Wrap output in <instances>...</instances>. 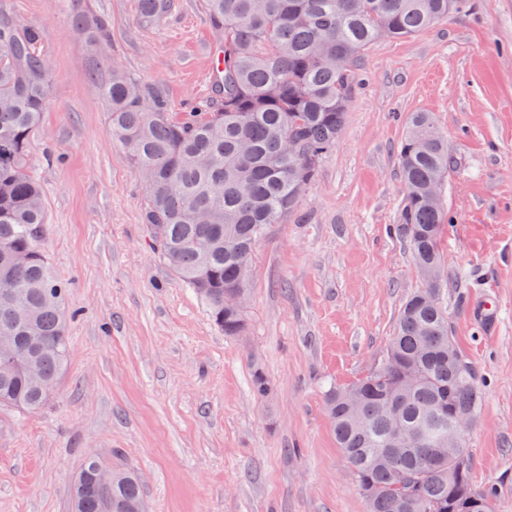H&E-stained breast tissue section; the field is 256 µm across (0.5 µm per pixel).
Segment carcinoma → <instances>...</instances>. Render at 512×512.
Here are the masks:
<instances>
[{
  "instance_id": "carcinoma-1",
  "label": "carcinoma",
  "mask_w": 512,
  "mask_h": 512,
  "mask_svg": "<svg viewBox=\"0 0 512 512\" xmlns=\"http://www.w3.org/2000/svg\"><path fill=\"white\" fill-rule=\"evenodd\" d=\"M155 19L170 0H139ZM221 34L222 66L213 96L196 112H170L157 86L108 64L101 81L112 138L138 170H147L145 218L175 275L208 307L224 336L245 332L244 313L224 306V293L249 291V266L259 237L297 208L299 184L314 181L344 130L357 71L381 38H403L448 18L461 0H206ZM96 45L104 18L81 16ZM41 31L0 20V406L35 413L52 395L68 356V284L41 248L42 186L28 160L49 99L51 77L36 47ZM292 138L297 152L283 149ZM403 206L394 233L415 262L435 263L445 203L425 192L446 178L448 143L428 112L412 114L399 148ZM446 278L425 279L402 306L378 368L324 394L336 442L354 471L367 512H492L493 488L476 487L470 469L438 461L434 443L457 415L479 418L484 378L459 347L439 295ZM438 295L432 304L423 301ZM254 395L271 383L256 365ZM415 440L406 447L395 432ZM107 467L110 484L95 480ZM74 512H141L139 473L96 455L85 457L72 487Z\"/></svg>"
}]
</instances>
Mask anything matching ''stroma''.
<instances>
[{"label":"stroma","mask_w":512,"mask_h":512,"mask_svg":"<svg viewBox=\"0 0 512 512\" xmlns=\"http://www.w3.org/2000/svg\"><path fill=\"white\" fill-rule=\"evenodd\" d=\"M103 15L92 46L72 17ZM39 27L52 80L30 163L44 191L41 241L70 285L67 367L50 403L0 407V512H71L85 455L136 469L149 512H366L323 405L379 361L420 286L392 230L403 198L398 148L414 112L448 142L440 240L443 302L487 384L470 435L476 484L512 512V0H466L424 31L381 39L336 147L287 223L259 238L244 336L224 337L159 255L145 183L109 135L96 59L160 85L169 111L209 96L220 40L205 0H172L159 19L138 0H0V18ZM494 297L493 328L470 313ZM273 385L250 390L253 365Z\"/></svg>","instance_id":"35a3bbf8"}]
</instances>
